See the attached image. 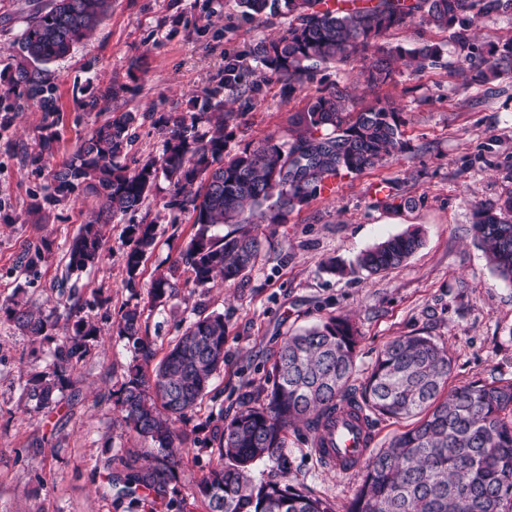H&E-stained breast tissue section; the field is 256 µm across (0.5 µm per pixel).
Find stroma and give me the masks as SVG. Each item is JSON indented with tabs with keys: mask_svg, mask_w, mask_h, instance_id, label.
Instances as JSON below:
<instances>
[{
	"mask_svg": "<svg viewBox=\"0 0 512 512\" xmlns=\"http://www.w3.org/2000/svg\"><path fill=\"white\" fill-rule=\"evenodd\" d=\"M46 2L0 0V77L14 71L26 21ZM286 24L283 17L246 20L234 0H224L223 11L214 14L206 0H112L93 34L48 66L61 109L50 147L42 145L43 114L29 102L0 134V304L15 298L53 313L59 334L78 306L102 330L54 402L40 409L26 385L51 370L52 345L32 342L0 318V512H166L147 494L121 492L127 474L121 456L132 453L144 463L151 454L150 442L125 426L112 398L135 358L132 343L109 332L128 306L142 310V333L159 356L181 334L195 301L227 322L224 371L191 415L196 439L186 443L172 483L182 512H208L197 483L218 452L203 446L204 425L232 418L248 395L267 387L285 339L330 315L349 314L361 332L357 379L386 343L409 333L447 343L454 357L451 385L512 376V283L493 271L473 226L476 205L497 204L512 192V75L482 78L465 68L448 32L412 25L389 41L406 49L437 45L438 58L424 69L396 60L391 80L372 87L363 61L327 64L313 82L288 94L250 54ZM231 56L249 69L247 81L259 91L251 101L232 97L226 103L238 115L226 130L229 153L270 135L291 142L292 116L316 88L333 84L392 103L404 123L403 151L339 178L334 196L310 200L287 223L260 226L258 262L237 286L202 294L180 287L164 305L152 306L151 283L178 258L193 222L191 212L169 208L173 188L162 178L140 211L104 227L99 264L68 271L69 245L81 225L95 219L99 200L80 192L45 204L53 191L51 170L111 113L140 117L127 165L158 156L164 140L159 116L189 112L192 96L221 77ZM107 89L106 108H89L90 98ZM36 154L41 162H33ZM145 216L158 225L157 246L132 281L123 230ZM413 230L422 244L397 268L344 276L324 269L328 259L351 263L384 239ZM43 241L51 245L47 260L32 271L19 268V256ZM311 448L305 430L289 432L287 470L261 463L253 474L345 512L361 473L336 476Z\"/></svg>",
	"mask_w": 512,
	"mask_h": 512,
	"instance_id": "1",
	"label": "stroma"
}]
</instances>
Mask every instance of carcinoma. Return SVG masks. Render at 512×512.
I'll list each match as a JSON object with an SVG mask.
<instances>
[{"label": "carcinoma", "instance_id": "obj_1", "mask_svg": "<svg viewBox=\"0 0 512 512\" xmlns=\"http://www.w3.org/2000/svg\"><path fill=\"white\" fill-rule=\"evenodd\" d=\"M112 0H50L29 18L20 36L25 63L0 88V130L22 102L44 113L45 129L60 120L58 86L47 64L66 56L111 8ZM244 16H285L278 38L257 43L251 55L293 93L325 63L347 64L372 50L367 82L391 77L390 59L408 57L415 70L437 57L424 43L413 49L386 47L392 32L419 23L452 31L464 62L480 75L512 74V38L484 54L468 50L467 37L454 31L468 19L495 21L512 13V0H236ZM255 88L244 68L230 60L224 77L206 88L198 111L173 121L161 154L131 169L124 163L132 145V112L110 117L94 128L74 152L51 172L52 200L82 189L100 201L95 221L84 224L68 248V267L83 270L104 252L103 226L118 214L141 208L158 177L174 187L170 206L194 215L192 232L168 274L152 282L151 299L164 302L177 281L208 290L242 281L254 268L262 224H285L288 214L321 194L338 177L372 169L403 146L399 113L379 101L364 103L343 89H322L292 117L295 138L288 146L269 136L253 148L225 155L224 129L238 115L224 110V97L252 99ZM200 183V191L183 190ZM474 230L496 273L512 282V194L494 208H478ZM231 229L224 230V225ZM128 282H133L157 240V224L142 219L127 227ZM418 234L389 237L361 253L350 265L333 259L331 273L375 274L403 264L421 246ZM50 251L45 241L26 251L29 270ZM0 312L33 340H54L53 369L33 376L27 396L40 407L53 403L67 370L81 362L100 327L79 316L58 338L49 317L18 302ZM181 336L151 369L154 353L142 337V311H121L112 331L136 345L142 362L128 369L116 391L123 420L156 453L131 470L123 493L145 490L168 512L181 501L169 495L187 421L211 378L224 370L226 324L221 313L196 304ZM360 333L346 316L327 320L288 337L273 364L261 400L248 399L229 422L215 421L201 443L218 448V462L197 484L209 512H333L330 506L288 485L255 481L260 462L285 463L288 431L303 424L318 439L336 426V412L352 405L373 419H413L387 446L373 450L363 481L345 512H512V378L474 381L448 388L452 355L434 336H399L385 345L360 388L353 387Z\"/></svg>", "mask_w": 512, "mask_h": 512}]
</instances>
